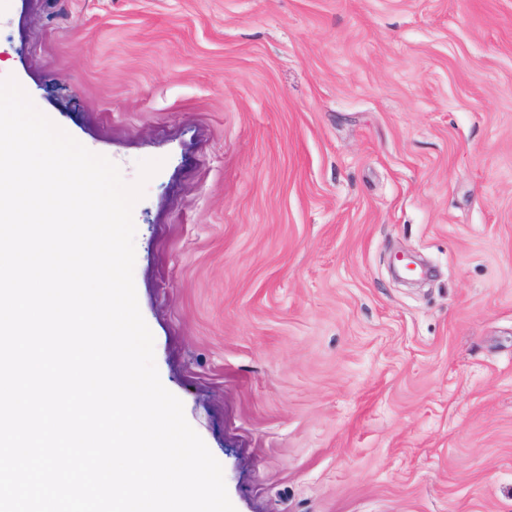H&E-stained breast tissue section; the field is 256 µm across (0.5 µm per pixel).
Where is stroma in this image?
Returning a JSON list of instances; mask_svg holds the SVG:
<instances>
[{
  "label": "stroma",
  "instance_id": "obj_1",
  "mask_svg": "<svg viewBox=\"0 0 512 512\" xmlns=\"http://www.w3.org/2000/svg\"><path fill=\"white\" fill-rule=\"evenodd\" d=\"M126 183L236 512H512V0H0Z\"/></svg>",
  "mask_w": 512,
  "mask_h": 512
}]
</instances>
